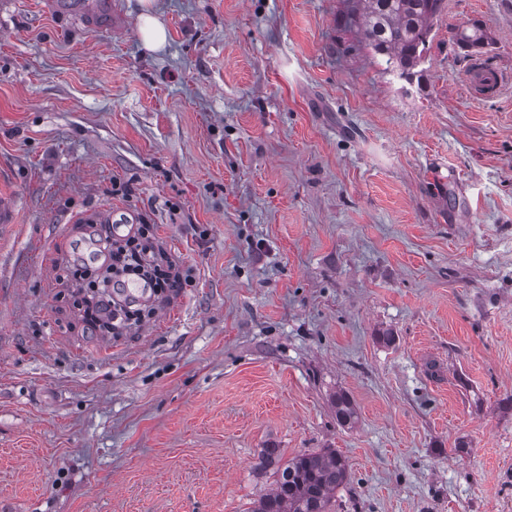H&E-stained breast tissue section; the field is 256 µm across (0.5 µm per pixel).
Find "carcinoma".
<instances>
[{"label": "carcinoma", "mask_w": 512, "mask_h": 512, "mask_svg": "<svg viewBox=\"0 0 512 512\" xmlns=\"http://www.w3.org/2000/svg\"><path fill=\"white\" fill-rule=\"evenodd\" d=\"M361 11L347 16V25L360 27L365 41L385 73L408 76L423 61L433 20L443 9V0H355ZM462 48H482L486 37L478 28L455 34ZM355 411L344 395L336 396V419L349 424ZM282 450L264 448L261 466H274L273 487L253 501L249 512H334L336 489L349 476L346 459L328 448L321 453H300L281 463Z\"/></svg>", "instance_id": "carcinoma-1"}]
</instances>
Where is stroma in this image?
<instances>
[{"label":"stroma","instance_id":"stroma-1","mask_svg":"<svg viewBox=\"0 0 512 512\" xmlns=\"http://www.w3.org/2000/svg\"><path fill=\"white\" fill-rule=\"evenodd\" d=\"M56 2L0 0V512H247L264 448L346 457L337 512H512V0H444L404 78L349 0ZM108 209L181 276L112 335ZM166 31L160 21L152 15L144 16L140 27V39L148 50H158L166 43ZM504 81V76L500 71L486 68L479 61L474 62L467 75V82L472 93L481 98L497 95L501 91Z\"/></svg>","mask_w":512,"mask_h":512}]
</instances>
